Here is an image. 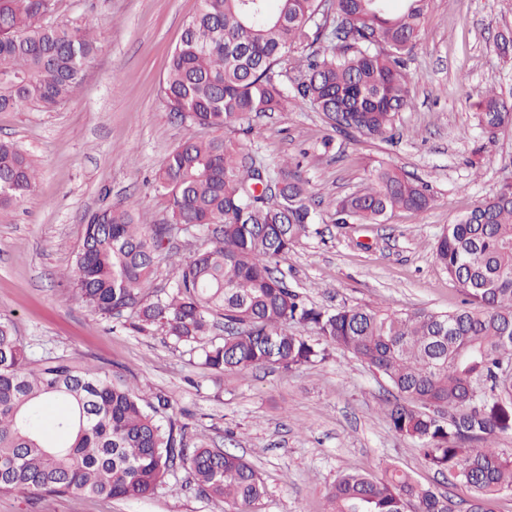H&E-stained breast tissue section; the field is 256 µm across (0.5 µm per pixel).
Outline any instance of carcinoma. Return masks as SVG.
Listing matches in <instances>:
<instances>
[{"instance_id":"1","label":"carcinoma","mask_w":512,"mask_h":512,"mask_svg":"<svg viewBox=\"0 0 512 512\" xmlns=\"http://www.w3.org/2000/svg\"><path fill=\"white\" fill-rule=\"evenodd\" d=\"M56 0H0V112H50L81 84L97 51L93 26L44 20ZM200 0L185 21L163 80L170 111L191 127L242 126L252 114L292 106L323 113L338 131L391 141L395 118L413 102L403 55L423 38L430 0ZM321 40L303 74L283 80L293 49ZM477 126L512 123V105L494 94L479 103ZM261 164L224 137H185L155 175L169 222H137L134 207L90 214L72 282L75 296L105 319L124 312V329H153L199 349L218 371L286 370L337 345L384 377L398 397L383 408L391 429L418 444L426 463L473 493L466 508L397 466L379 476L347 472L330 492L331 512H488L486 496L512 493V183L440 234L436 260L458 287L450 312L323 309L307 303L273 263L312 232L318 214L289 162L261 177ZM37 172L14 144L0 141V207L32 194ZM425 187L401 170L377 168L370 183L336 203V223L377 224L396 211H423ZM201 228L212 245L170 264L172 294L147 299L156 260L172 231ZM235 328L224 341L214 323ZM312 330L308 337L288 331ZM124 383L61 357L30 360L10 318L0 315V492H79L144 499L165 476L188 469L200 493L229 512H260L267 496L243 457L203 446L188 450L184 428Z\"/></svg>"}]
</instances>
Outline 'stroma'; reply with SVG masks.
Instances as JSON below:
<instances>
[{
	"mask_svg": "<svg viewBox=\"0 0 512 512\" xmlns=\"http://www.w3.org/2000/svg\"><path fill=\"white\" fill-rule=\"evenodd\" d=\"M199 0H58L52 22L94 25L98 53L85 79L56 111L0 112V140L38 170L34 192L0 209V314L32 360L63 356L119 376L135 392L167 400L165 417L183 425L188 447L242 455L263 478L262 512H330L328 493L343 473L380 474L388 465L466 501L470 490L428 467L417 445L395 433L381 411L392 389L346 350L286 371L216 373L197 351L155 330L131 335L74 296L71 279L86 216L134 206L142 224H160L168 202L153 175L187 134L161 91L169 54ZM512 32V0H431L424 37L405 56L414 103L398 113L399 140L333 129L309 110L252 117L228 128L227 142L269 170L296 162L319 213L316 233L278 266L288 283L328 308L389 307L446 312L460 300L435 260L443 227L512 182V129L481 132L475 121L489 88L512 103V58L496 52ZM381 165L424 184L433 202L379 224L334 223L337 198L367 184ZM0 512H227L190 482L166 476L140 500L78 494L0 493Z\"/></svg>",
	"mask_w": 512,
	"mask_h": 512,
	"instance_id": "stroma-1",
	"label": "stroma"
}]
</instances>
